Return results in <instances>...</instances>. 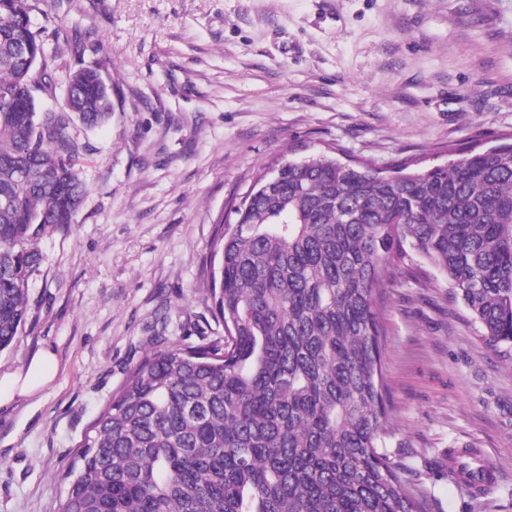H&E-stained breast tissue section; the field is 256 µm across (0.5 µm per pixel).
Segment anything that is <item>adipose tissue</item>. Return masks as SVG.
<instances>
[{
    "label": "adipose tissue",
    "mask_w": 512,
    "mask_h": 512,
    "mask_svg": "<svg viewBox=\"0 0 512 512\" xmlns=\"http://www.w3.org/2000/svg\"><path fill=\"white\" fill-rule=\"evenodd\" d=\"M55 352L47 347L33 353L26 364L0 374V409L48 387L57 373Z\"/></svg>",
    "instance_id": "obj_1"
}]
</instances>
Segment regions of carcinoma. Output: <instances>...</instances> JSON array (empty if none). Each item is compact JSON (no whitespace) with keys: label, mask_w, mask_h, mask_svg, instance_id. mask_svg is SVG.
<instances>
[{"label":"carcinoma","mask_w":512,"mask_h":512,"mask_svg":"<svg viewBox=\"0 0 512 512\" xmlns=\"http://www.w3.org/2000/svg\"><path fill=\"white\" fill-rule=\"evenodd\" d=\"M30 0H0V351L26 320L38 240L84 183L72 129L113 112L107 64L56 76ZM64 93L39 110L34 91ZM219 216L208 279L224 340L159 337L64 469L53 512H429L391 459L385 283L419 255L489 347L512 346V143L386 178L320 153Z\"/></svg>","instance_id":"1"}]
</instances>
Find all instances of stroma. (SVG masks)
Listing matches in <instances>:
<instances>
[{"label": "stroma", "instance_id": "35a3bbf8", "mask_svg": "<svg viewBox=\"0 0 512 512\" xmlns=\"http://www.w3.org/2000/svg\"><path fill=\"white\" fill-rule=\"evenodd\" d=\"M52 67L94 55L107 125L75 127L85 185L39 240L0 373L45 346L51 387L0 410V512H52L62 467L127 370L166 336L218 340L203 269L215 221L290 144L388 173L512 133V0H30ZM387 288L392 458L441 512H512V349L484 345L445 277ZM475 448L483 497L448 473Z\"/></svg>", "mask_w": 512, "mask_h": 512}]
</instances>
